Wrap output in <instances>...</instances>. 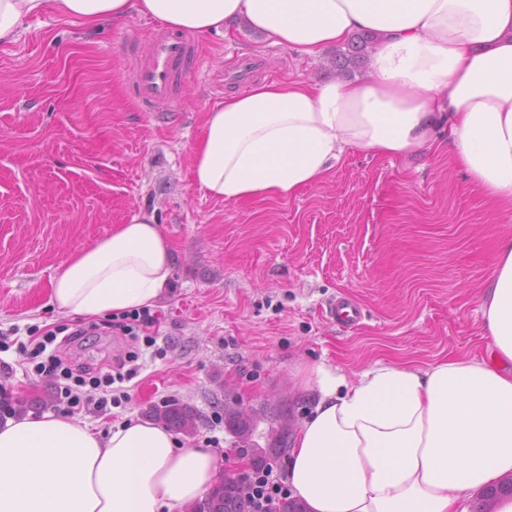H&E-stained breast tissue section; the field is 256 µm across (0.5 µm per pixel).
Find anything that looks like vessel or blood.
<instances>
[{
  "mask_svg": "<svg viewBox=\"0 0 512 512\" xmlns=\"http://www.w3.org/2000/svg\"><path fill=\"white\" fill-rule=\"evenodd\" d=\"M199 50L198 42L190 35L167 30L152 32L149 55L132 74L139 107L150 112L166 111L176 97L179 77L196 62ZM257 69L258 62L252 55L239 54L224 81L229 86H245ZM330 314L338 324L353 325L360 319L361 310L351 299L339 297L331 303Z\"/></svg>",
  "mask_w": 512,
  "mask_h": 512,
  "instance_id": "b4317fda",
  "label": "vessel or blood"
}]
</instances>
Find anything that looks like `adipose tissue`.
I'll return each mask as SVG.
<instances>
[{
    "label": "adipose tissue",
    "mask_w": 512,
    "mask_h": 512,
    "mask_svg": "<svg viewBox=\"0 0 512 512\" xmlns=\"http://www.w3.org/2000/svg\"><path fill=\"white\" fill-rule=\"evenodd\" d=\"M44 13L89 27L138 14L195 33L242 18L307 55L370 31L361 80L263 83L207 111L194 185L226 202L290 197L346 151L413 158L444 137L472 182L512 207V0H0V44ZM171 258L155 216L133 215L60 266L50 302L88 317L154 306ZM481 311L486 359L353 378L298 369L318 392L288 459L307 512H454L512 478V236L497 243ZM221 474L218 454L150 420L106 435L50 414L0 424V512H186Z\"/></svg>",
    "instance_id": "adipose-tissue-1"
}]
</instances>
